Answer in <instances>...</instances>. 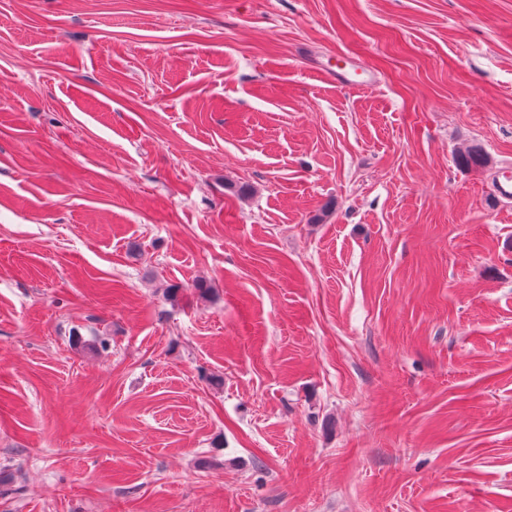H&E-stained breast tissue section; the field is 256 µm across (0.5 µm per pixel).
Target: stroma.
<instances>
[{
    "mask_svg": "<svg viewBox=\"0 0 512 512\" xmlns=\"http://www.w3.org/2000/svg\"><path fill=\"white\" fill-rule=\"evenodd\" d=\"M508 162L512 0H0V512H512Z\"/></svg>",
    "mask_w": 512,
    "mask_h": 512,
    "instance_id": "obj_1",
    "label": "stroma"
}]
</instances>
